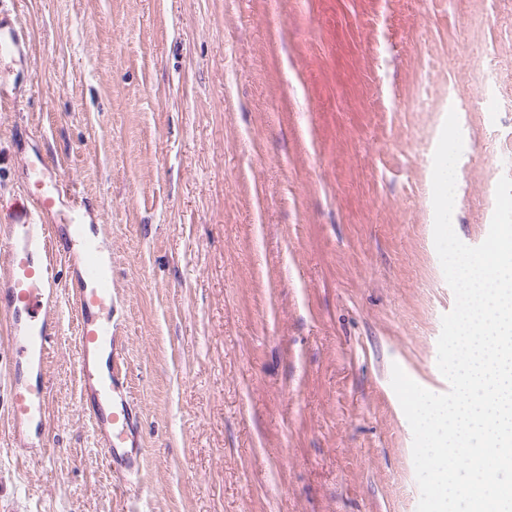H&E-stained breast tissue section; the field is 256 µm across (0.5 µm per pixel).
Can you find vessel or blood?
<instances>
[{
  "label": "vessel or blood",
  "instance_id": "vessel-or-blood-1",
  "mask_svg": "<svg viewBox=\"0 0 512 512\" xmlns=\"http://www.w3.org/2000/svg\"><path fill=\"white\" fill-rule=\"evenodd\" d=\"M27 43L13 0H0V106L14 103L5 74L23 68ZM25 189L0 203V314L12 353L11 429L21 462L49 454L45 416L48 349L59 335L58 288L78 311L79 403L93 423L112 474L139 486L144 464L142 415L129 378L127 325L117 314L112 248L105 225L86 209L43 157L27 162ZM64 265H57V256Z\"/></svg>",
  "mask_w": 512,
  "mask_h": 512
}]
</instances>
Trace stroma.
<instances>
[{"label": "stroma", "mask_w": 512, "mask_h": 512, "mask_svg": "<svg viewBox=\"0 0 512 512\" xmlns=\"http://www.w3.org/2000/svg\"><path fill=\"white\" fill-rule=\"evenodd\" d=\"M30 44L0 111L112 234L141 406L139 491L79 405L77 315L49 354L46 439L11 452L0 317V503L14 512H417L393 366L427 390L455 304L433 156L464 149L452 224L481 244L512 156V0H17ZM498 71L483 78L486 59ZM486 107L471 99L483 88Z\"/></svg>", "instance_id": "stroma-1"}]
</instances>
